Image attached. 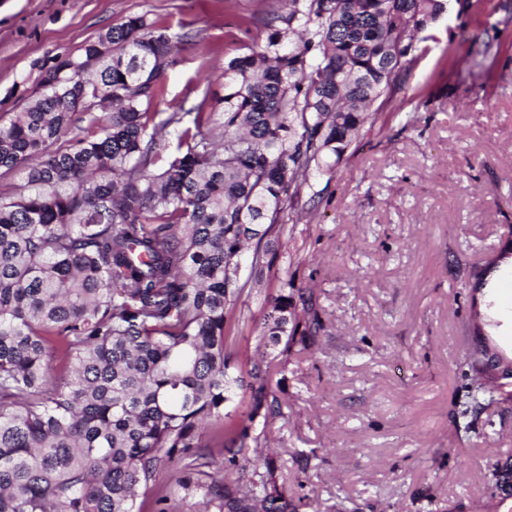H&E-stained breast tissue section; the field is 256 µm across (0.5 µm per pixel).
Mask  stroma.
<instances>
[{"instance_id":"obj_1","label":"stroma","mask_w":512,"mask_h":512,"mask_svg":"<svg viewBox=\"0 0 512 512\" xmlns=\"http://www.w3.org/2000/svg\"><path fill=\"white\" fill-rule=\"evenodd\" d=\"M501 0H448L417 34L404 82L333 172L285 204L278 257L233 314L234 372L259 343L265 296L293 275L313 295L314 341L272 367L288 416L264 435L298 512H497L512 474V399L456 409L490 320L470 272L512 241V24ZM282 0H0V123L25 111L58 57L133 15L181 36L158 109L223 95L229 58ZM497 53L469 63L483 41Z\"/></svg>"}]
</instances>
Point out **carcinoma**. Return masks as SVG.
I'll use <instances>...</instances> for the list:
<instances>
[{
    "label": "carcinoma",
    "mask_w": 512,
    "mask_h": 512,
    "mask_svg": "<svg viewBox=\"0 0 512 512\" xmlns=\"http://www.w3.org/2000/svg\"><path fill=\"white\" fill-rule=\"evenodd\" d=\"M444 2L284 0L265 40L227 62L209 112L153 111L179 37L144 15L45 72L0 124V170L20 179L0 192V512H142L140 491L172 465L176 495L202 512H296L250 435L284 416L265 358L246 418L225 411L242 387L227 322L277 258L285 199L320 197ZM97 43L112 56L95 74L72 69ZM309 303L291 279L266 297L264 347L314 338L318 317L302 328L298 315ZM493 401L476 386L457 417ZM202 448L238 477L207 471Z\"/></svg>",
    "instance_id": "1"
}]
</instances>
